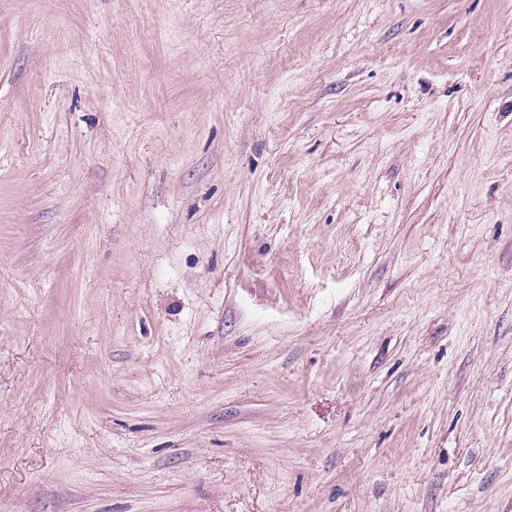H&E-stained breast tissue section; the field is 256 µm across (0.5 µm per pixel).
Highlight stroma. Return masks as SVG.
I'll return each instance as SVG.
<instances>
[{
    "mask_svg": "<svg viewBox=\"0 0 512 512\" xmlns=\"http://www.w3.org/2000/svg\"><path fill=\"white\" fill-rule=\"evenodd\" d=\"M0 512H512V0H0Z\"/></svg>",
    "mask_w": 512,
    "mask_h": 512,
    "instance_id": "obj_1",
    "label": "stroma"
}]
</instances>
